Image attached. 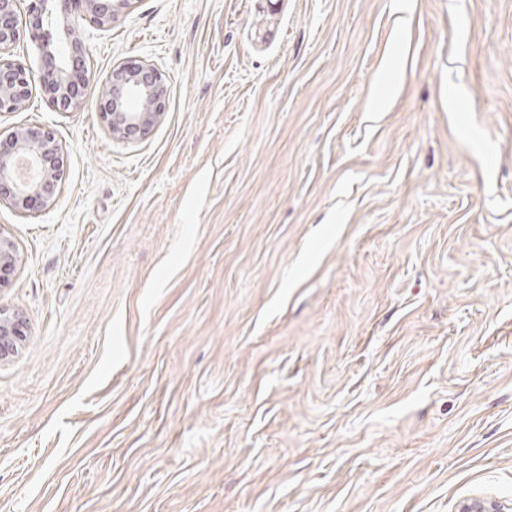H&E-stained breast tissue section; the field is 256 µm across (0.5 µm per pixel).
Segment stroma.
Masks as SVG:
<instances>
[{
  "instance_id": "1",
  "label": "stroma",
  "mask_w": 512,
  "mask_h": 512,
  "mask_svg": "<svg viewBox=\"0 0 512 512\" xmlns=\"http://www.w3.org/2000/svg\"><path fill=\"white\" fill-rule=\"evenodd\" d=\"M65 181L0 205V512H457L512 500V0H136ZM167 82L146 139L96 103ZM167 92L166 79L151 64L123 62L114 66L105 97L98 103L112 139L126 144L146 139L165 114ZM17 262L14 243L0 228V288L10 284ZM24 317L0 307V363L14 359L24 346ZM512 501L503 502L495 499L471 498L460 505L459 512H511Z\"/></svg>"
}]
</instances>
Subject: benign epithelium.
<instances>
[{"instance_id": "obj_1", "label": "benign epithelium", "mask_w": 512, "mask_h": 512, "mask_svg": "<svg viewBox=\"0 0 512 512\" xmlns=\"http://www.w3.org/2000/svg\"><path fill=\"white\" fill-rule=\"evenodd\" d=\"M19 0H0V112L19 110L32 93L28 65L14 58L13 46L28 30L41 52V86L50 103L79 112L82 87L90 81L84 27L109 30L135 0H30L29 26L23 29ZM168 87L163 74L147 63L123 62L112 68L98 111L112 139L135 144L146 139L166 110ZM65 179L63 147L42 125L18 127L0 147V204L22 216L36 200L50 204ZM17 267L12 239L0 230V288L8 286ZM24 317L0 307V363L14 359L24 346ZM459 512H512V501L471 498Z\"/></svg>"}]
</instances>
